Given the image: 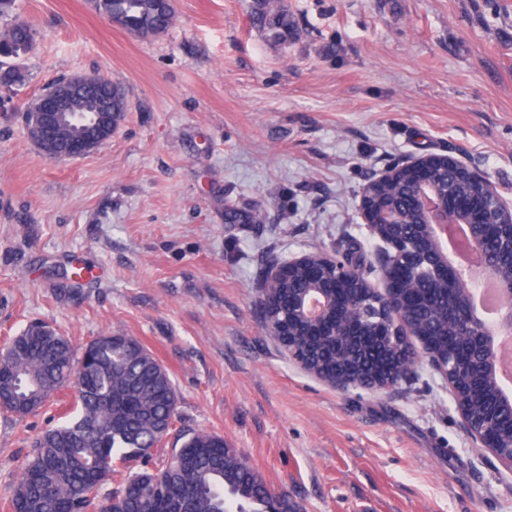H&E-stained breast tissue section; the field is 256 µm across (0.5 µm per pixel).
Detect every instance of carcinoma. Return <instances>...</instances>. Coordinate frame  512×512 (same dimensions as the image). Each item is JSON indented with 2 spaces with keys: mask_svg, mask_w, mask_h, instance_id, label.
<instances>
[{
  "mask_svg": "<svg viewBox=\"0 0 512 512\" xmlns=\"http://www.w3.org/2000/svg\"><path fill=\"white\" fill-rule=\"evenodd\" d=\"M102 14L119 27L151 38L164 33L176 16L168 0H97ZM253 24L274 42H287L298 28L285 0H252ZM35 41V30L22 21L0 34V84L10 85L21 75L16 59ZM76 111L91 118L101 109L90 94L75 102ZM435 190L464 196L472 181L462 166L437 169ZM367 189L397 209L402 223L389 232L417 239L426 225L410 208V175L398 171L387 183L371 181ZM341 257L365 272L372 261L354 236L339 246ZM488 267L512 275V257L491 247ZM421 300L407 310L408 327L420 328L424 350L448 357V294L443 288L419 284ZM259 288L256 309L264 328L282 321L281 313L266 303ZM372 340L387 346L391 358L402 363L400 379L415 372L407 339L390 343L384 336ZM9 357L0 361V411L22 417L38 403H49L65 388L73 390L74 418L41 434L33 444L12 485L13 512H288V495L271 489L224 436L185 427L178 413V394L168 370L136 338L106 334L103 343L91 341L76 348L55 332L42 336L26 326L11 339ZM307 348L312 369L329 374L339 364H351L347 346L323 349L312 337H299ZM470 417L478 421L485 403L503 399L502 414H512L493 379L479 394L460 392ZM172 441L166 454L157 448Z\"/></svg>",
  "mask_w": 512,
  "mask_h": 512,
  "instance_id": "1",
  "label": "carcinoma"
}]
</instances>
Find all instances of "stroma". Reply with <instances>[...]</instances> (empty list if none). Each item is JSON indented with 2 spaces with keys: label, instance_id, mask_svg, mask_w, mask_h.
<instances>
[{
  "label": "stroma",
  "instance_id": "1",
  "mask_svg": "<svg viewBox=\"0 0 512 512\" xmlns=\"http://www.w3.org/2000/svg\"><path fill=\"white\" fill-rule=\"evenodd\" d=\"M252 0H176L140 39L94 0H15L36 32L0 89V346L42 321L78 347L136 337L185 426L215 432L297 512H512V472L465 432L443 378L333 388L260 325L265 260L367 238L365 185L447 154L512 200V0H286L270 41ZM123 86L112 139L46 157L21 114L54 79ZM273 223L228 224L225 211ZM92 268L72 287V260ZM70 399L0 413V512L32 440ZM284 0H253V24L274 42H288L298 35V28Z\"/></svg>",
  "mask_w": 512,
  "mask_h": 512
}]
</instances>
